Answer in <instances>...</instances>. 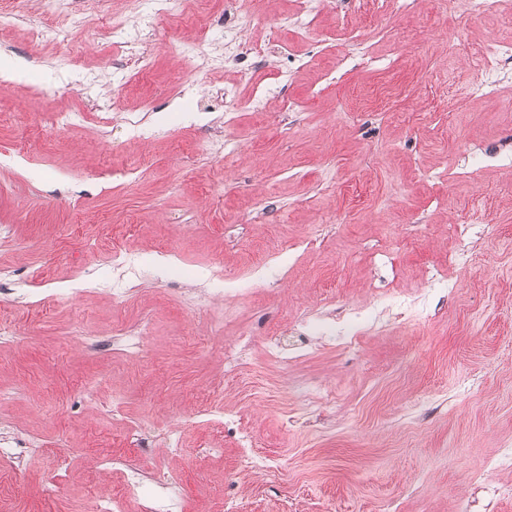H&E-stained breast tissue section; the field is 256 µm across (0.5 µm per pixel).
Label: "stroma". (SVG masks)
Returning a JSON list of instances; mask_svg holds the SVG:
<instances>
[{
    "instance_id": "stroma-1",
    "label": "stroma",
    "mask_w": 512,
    "mask_h": 512,
    "mask_svg": "<svg viewBox=\"0 0 512 512\" xmlns=\"http://www.w3.org/2000/svg\"><path fill=\"white\" fill-rule=\"evenodd\" d=\"M223 7L62 0L63 16L133 12L119 60L105 21L32 43L39 0L0 28V315L18 333L0 337V437L20 445L0 465V512H86L125 488L127 461L177 473L180 512H223L230 494L238 512H512V468H485L512 449V67L495 99L470 91L472 58L512 43V19L490 9L463 28L442 0H314L297 42L277 28L296 0H257L238 22L266 51L228 58ZM174 41L198 44L193 64ZM65 51L95 84L60 66ZM256 86L268 111L245 103ZM469 223L462 268L449 258ZM125 251L130 279L113 261ZM218 287L239 294L195 300ZM389 290L425 318L378 313L354 345L325 334V299L354 309ZM122 324L146 327L140 361L109 343ZM274 338L309 354L271 361ZM218 385L270 471L241 470L233 434L199 412ZM313 385L329 399L304 401ZM31 437L41 451L23 449Z\"/></svg>"
}]
</instances>
